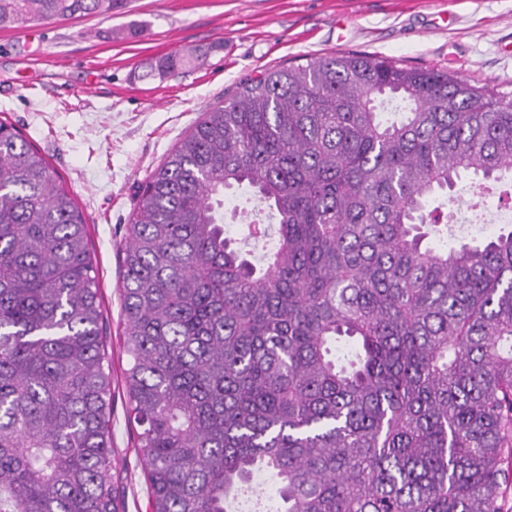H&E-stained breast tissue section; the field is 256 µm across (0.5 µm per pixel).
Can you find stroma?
<instances>
[{"mask_svg": "<svg viewBox=\"0 0 512 512\" xmlns=\"http://www.w3.org/2000/svg\"><path fill=\"white\" fill-rule=\"evenodd\" d=\"M199 56L165 79L151 62ZM356 52L445 68L512 96V0H128L109 17L0 29V119L50 162L87 223L110 362L112 482L119 512H150L127 423L122 250L139 188L209 108L281 66ZM455 235L483 239L498 196L463 182Z\"/></svg>", "mask_w": 512, "mask_h": 512, "instance_id": "35a3bbf8", "label": "stroma"}]
</instances>
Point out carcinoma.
<instances>
[{"instance_id":"1","label":"carcinoma","mask_w":512,"mask_h":512,"mask_svg":"<svg viewBox=\"0 0 512 512\" xmlns=\"http://www.w3.org/2000/svg\"><path fill=\"white\" fill-rule=\"evenodd\" d=\"M126 0H0V28ZM192 60L169 53L149 75ZM512 174V98L437 67L332 54L210 108L142 186L122 252L129 423L151 512H507L512 230L424 245L425 206ZM276 223L259 262L224 191ZM87 223L0 121V512H117ZM350 348L342 352L341 343Z\"/></svg>"}]
</instances>
